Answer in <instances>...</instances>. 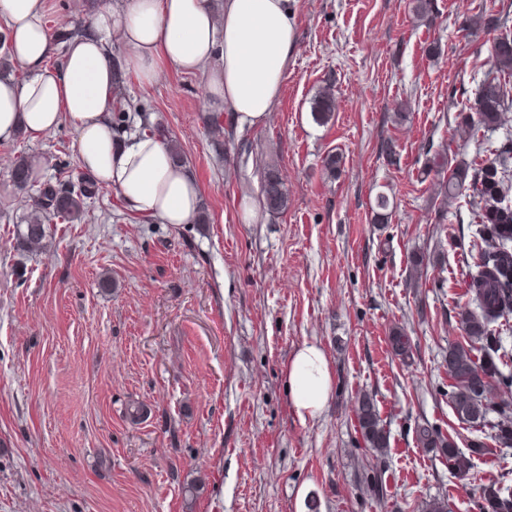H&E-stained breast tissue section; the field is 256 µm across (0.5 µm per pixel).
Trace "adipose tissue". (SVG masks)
I'll list each match as a JSON object with an SVG mask.
<instances>
[{
    "label": "adipose tissue",
    "instance_id": "obj_1",
    "mask_svg": "<svg viewBox=\"0 0 512 512\" xmlns=\"http://www.w3.org/2000/svg\"><path fill=\"white\" fill-rule=\"evenodd\" d=\"M47 0H0L6 45L29 74L18 83L0 77V139H31L67 122L76 132L82 168L99 185L120 192L127 206L166 224H191L202 191L186 165L155 137L122 138L109 119L111 37L129 50L128 64L145 82L166 68L205 81L213 109L240 123H265L280 96L295 47L296 0H123L96 13L97 35L66 44L61 64L47 67L54 49L44 24ZM294 413L318 417L333 386L329 360L318 345L299 347L285 370Z\"/></svg>",
    "mask_w": 512,
    "mask_h": 512
}]
</instances>
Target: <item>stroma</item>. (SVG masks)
<instances>
[{"label": "stroma", "instance_id": "35a3bbf8", "mask_svg": "<svg viewBox=\"0 0 512 512\" xmlns=\"http://www.w3.org/2000/svg\"><path fill=\"white\" fill-rule=\"evenodd\" d=\"M434 2L419 19L410 0H298L296 48L269 122L224 113L220 146L200 78L171 69L146 84L128 73L124 134L150 123L178 141L205 224L132 212L104 187L83 220L50 224L42 252H20L15 226L35 191L13 185V165L36 159L45 179L62 164L80 174L76 134L65 122L35 141H0V512H308L312 497L318 512H422L442 495L452 512H479L484 484L512 487L496 413L469 423L448 398V347L462 339L461 312L476 308L464 294L474 227L463 207L435 222L422 174L427 153L445 145L452 166L477 151L452 134L496 33L467 35L463 21L512 11V0ZM120 5L48 0L46 18L77 27ZM328 83L337 108L321 125L311 101ZM386 140L394 157L380 153ZM331 152L343 157L336 180L323 171ZM271 165L288 208L243 223L236 202L261 201ZM381 193L387 224L371 221ZM416 255L427 277L414 276ZM396 330L410 338L409 361L392 351ZM306 343L327 354L334 386L303 423L285 369ZM363 394L389 433L386 453L361 437ZM426 421L471 454L466 477L418 444ZM376 468L380 500L357 481Z\"/></svg>", "mask_w": 512, "mask_h": 512}]
</instances>
